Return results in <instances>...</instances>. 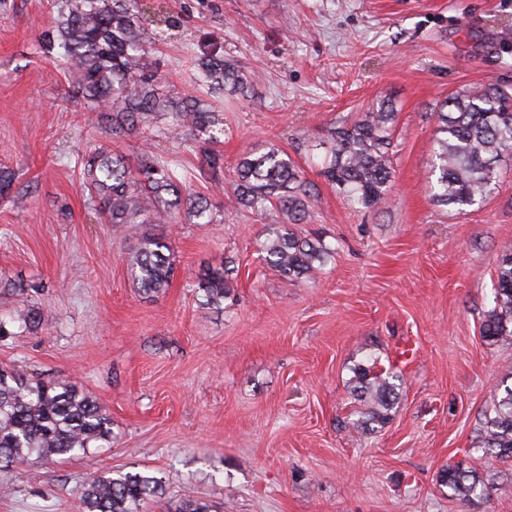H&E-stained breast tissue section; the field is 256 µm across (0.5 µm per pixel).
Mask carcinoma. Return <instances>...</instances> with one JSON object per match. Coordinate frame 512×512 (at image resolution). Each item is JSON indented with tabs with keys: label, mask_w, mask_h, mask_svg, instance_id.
<instances>
[{
	"label": "carcinoma",
	"mask_w": 512,
	"mask_h": 512,
	"mask_svg": "<svg viewBox=\"0 0 512 512\" xmlns=\"http://www.w3.org/2000/svg\"><path fill=\"white\" fill-rule=\"evenodd\" d=\"M178 21L165 0H56V16L42 32L45 50L78 78V93L114 138L134 137L147 127L164 135L165 119L190 131L201 142L195 170L222 184L224 163L210 145L222 129L208 105L176 100L157 70L156 42L173 35ZM193 66L211 91L226 86L245 93L241 71L214 48L192 50ZM434 153L437 178L435 199L451 207L472 206L492 189L502 165L512 161V94L496 86H480L451 94L435 112ZM396 112L389 103L343 122L329 131V147L322 173L356 207L380 204L393 178L389 146ZM82 185L109 224L133 228L146 223L147 214L166 223L180 207L202 224L211 222L208 202L195 197L189 183L195 174L180 175L164 157L145 151L136 169L108 150H89L78 156ZM240 203L267 215L268 237L260 258L282 276L299 279L323 264L332 249L296 235L287 224L309 216L310 196L301 173L284 151L270 147L249 154L236 165ZM137 287L145 294L169 288L175 263L167 238H147L127 258ZM205 305L218 308L229 292L228 274L210 268L199 279ZM494 307L482 322V336L498 342L512 339V245H505L496 271ZM37 315L25 309L0 319V336L10 327L31 328ZM353 391L369 406L353 422L357 428H376L388 419L398 398L393 376L376 365L354 371ZM486 417L476 446L503 463L512 461V387H505ZM112 441V417L92 396L68 381L44 382L7 366H0V465L15 466L31 456L54 461L86 454ZM460 501L487 495L488 487L476 470L457 463L442 475ZM161 485L141 473H103L79 493L83 512H140Z\"/></svg>",
	"instance_id": "obj_1"
}]
</instances>
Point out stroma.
<instances>
[{
  "mask_svg": "<svg viewBox=\"0 0 512 512\" xmlns=\"http://www.w3.org/2000/svg\"><path fill=\"white\" fill-rule=\"evenodd\" d=\"M183 33L159 44L174 96L209 104L224 133L222 190L197 179L215 221L105 224L76 159L104 148L137 166L143 138L114 140L40 48L54 0L0 7V318L38 328L0 336V366L68 380L112 417V443L83 456L0 470V512H81L107 471L161 478L143 512L185 499L211 512H512V467L473 444L503 385L512 339L481 335L503 245L512 244V165L459 210L433 198L434 112L486 84L512 93V0H167ZM215 43L253 97L199 86L190 47ZM391 99L393 186L355 208L321 174L330 127ZM275 146L311 192L299 236L326 263L297 280L263 264V215L242 206L235 165ZM165 236L178 267L164 294L127 268L142 237ZM233 270L221 308L198 275ZM400 375L384 426L353 428L358 365ZM462 463L489 494L456 499L442 471Z\"/></svg>",
  "mask_w": 512,
  "mask_h": 512,
  "instance_id": "stroma-1",
  "label": "stroma"
}]
</instances>
